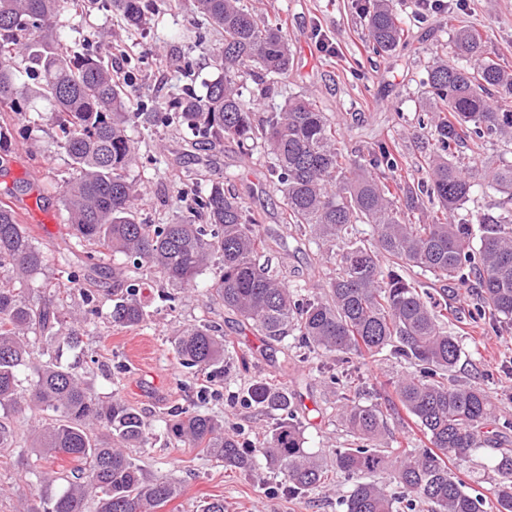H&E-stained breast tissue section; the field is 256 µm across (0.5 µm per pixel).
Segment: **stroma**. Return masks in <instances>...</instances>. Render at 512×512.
<instances>
[{"label": "stroma", "instance_id": "1", "mask_svg": "<svg viewBox=\"0 0 512 512\" xmlns=\"http://www.w3.org/2000/svg\"><path fill=\"white\" fill-rule=\"evenodd\" d=\"M243 3L265 17L284 21L294 55L292 67L273 93L259 95L253 86L245 91L254 112L263 116L279 111L294 92L312 94L340 127L345 153L357 158L378 142H389L402 156L401 175L406 180L423 176L413 143L419 132L417 99L425 90L427 65L449 39V16L471 21L486 51L512 67V0H444L436 9L425 7L422 0H399L406 42L390 57L370 54L365 45L362 0ZM56 31L62 48L76 43L85 46L131 76L146 97L160 101L187 92L204 94L205 82L218 75L206 51L220 47L222 37L202 24L192 0H155L141 31L127 30L109 13H94L83 20L68 10L62 12ZM117 43L125 46V56H113ZM7 120L13 138L7 161L0 163V196L12 197L26 220L32 221L33 233L51 259L45 278L56 277L64 267L83 274L96 290L102 311L97 327L68 359L84 372L96 392L118 395L151 424L150 444L134 455L147 470L171 477L181 487L180 495L158 512H198L204 502L217 498L223 499L224 512H344L340 499L349 489L347 482L291 497L278 492L280 479L267 469L243 473L225 467L202 449L168 446L163 422L174 407H198L238 426L245 439L259 442L274 420L248 405L244 391L255 379L270 378L286 384L293 394L307 448L323 457L331 455L350 441L336 419L338 393L329 379L335 370L332 357L307 351L291 338L266 344L238 316L208 304L202 290H180L175 301H166L162 283L154 278L146 280L140 293L150 314L147 325L133 330L112 328L107 318L116 286L112 268L120 264V257H105L92 270L84 267L79 251L67 263L59 262L57 248L71 232L59 188L71 173L70 161L55 144L51 121L30 125L13 112ZM138 136L141 159L133 176L146 186L139 203L141 219L162 224L184 214L182 176L205 183L232 173L230 185L261 216V232L277 238L266 254L274 270L289 285L303 286L306 294H323L325 272L313 262L316 244L283 222L282 198L265 168L243 156L235 142L194 147L190 131L174 125L143 129ZM29 168L42 172L39 185L25 178ZM424 286L434 299H447L448 324L462 348L450 380L486 389L496 414L495 421L485 427L487 436L512 444V430L500 425L501 419L512 420V327L474 322L479 301L476 282L443 284L428 279ZM204 322L223 328L229 349V368L214 383L180 366L171 344L176 330ZM409 370V365L386 351L356 370L366 403L377 405L387 416L383 440L391 446L407 436L392 414V384ZM34 461V456L26 455L0 465V512H17L20 502L34 494L36 484L30 473Z\"/></svg>", "mask_w": 512, "mask_h": 512}]
</instances>
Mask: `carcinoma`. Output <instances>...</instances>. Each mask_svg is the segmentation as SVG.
<instances>
[{
	"label": "carcinoma",
	"mask_w": 512,
	"mask_h": 512,
	"mask_svg": "<svg viewBox=\"0 0 512 512\" xmlns=\"http://www.w3.org/2000/svg\"><path fill=\"white\" fill-rule=\"evenodd\" d=\"M0 0V107L33 111L44 103L57 128L56 144L70 159L62 201L72 239L58 253L83 250L91 264L101 250L124 257L112 277L126 288L112 291V326L135 329L148 313L139 297L143 280L157 276L177 289L197 287L216 261L219 273L205 285L207 302L238 314L268 340L293 335L302 347L334 353L342 363L374 356L385 348L414 371L393 385L402 410L429 443L425 448H379L386 428L378 406L365 404L344 368L331 376L341 389L340 421L354 438L326 462L305 448V437L288 387L266 379L249 385L246 402L276 416L260 447L239 439L224 421L177 408L165 420L174 447L201 448L224 466L249 472L263 463L282 476L290 495L330 485L329 474L351 483L342 500L346 512H484L483 499L464 490L448 470L481 450L480 428L493 417V403L476 385L448 384L461 360L457 337L445 330V308L430 301L406 269L437 281L478 280L477 317L512 324V161L482 168L464 165L455 150L469 139L512 145V70L487 56L480 34L462 23L452 30L447 56L428 65L418 125L431 147L422 151L427 176L397 179L399 162L385 144L353 159L339 147L336 124L307 94L288 97L278 112L255 119L243 99V81L268 82L288 73L292 54L282 24L249 11L242 0H194V7L222 33L223 46L211 54L219 71L202 96L188 94L162 106L135 102L101 57L64 54L53 34L63 8L89 11L97 0ZM126 26L144 28L145 0H107ZM396 0H373L367 11L369 51L381 56L402 41ZM178 122L198 141H235L242 153L268 164L273 186L283 197V220L307 240L325 247L316 263L332 265L323 297L282 281L259 262L270 248L259 221L224 182L200 187L194 206L169 224L137 217L142 191L131 177L141 141L136 123ZM500 194L499 213L484 214L478 227L455 214L477 189ZM429 210L430 221L410 215ZM367 224L371 234L357 236ZM47 256L11 207L0 204V410L33 412L30 452L49 463L32 475L38 489L21 512H156L176 498L179 487L147 471L128 452L143 448L152 428L120 397L95 393L64 354L79 348L99 312L95 291L76 275L61 290L47 281L32 296V277ZM78 293L88 306L80 316L65 312L61 293ZM179 364L217 379L225 372L224 336L210 324L180 330L172 338ZM32 371L28 386L22 372ZM13 431L0 423V457L13 453ZM67 459L70 468L52 464ZM388 470L392 492L367 476ZM492 494L496 512H512V448H491Z\"/></svg>",
	"instance_id": "obj_1"
}]
</instances>
